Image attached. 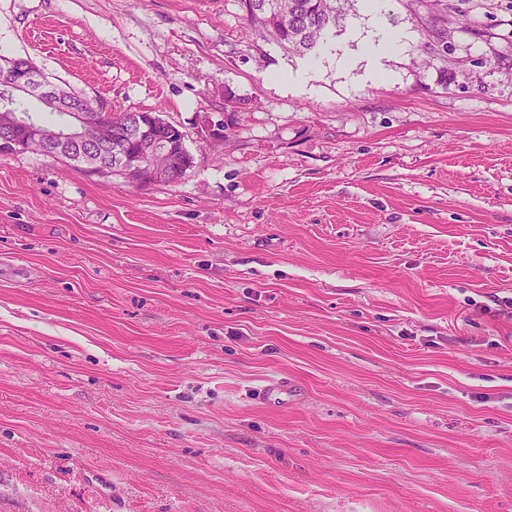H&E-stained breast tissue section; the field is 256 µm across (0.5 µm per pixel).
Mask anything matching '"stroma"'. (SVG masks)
<instances>
[{
    "instance_id": "obj_1",
    "label": "stroma",
    "mask_w": 512,
    "mask_h": 512,
    "mask_svg": "<svg viewBox=\"0 0 512 512\" xmlns=\"http://www.w3.org/2000/svg\"><path fill=\"white\" fill-rule=\"evenodd\" d=\"M345 8L303 55L241 0H0L195 157L0 154V512H512V0ZM401 39L398 36H392L390 38L380 40L378 42L370 43L365 51L366 57L371 64V75L379 80L386 81L389 80L390 75L386 72L379 70L376 66L377 61L380 57L386 54L388 51L397 48Z\"/></svg>"
}]
</instances>
